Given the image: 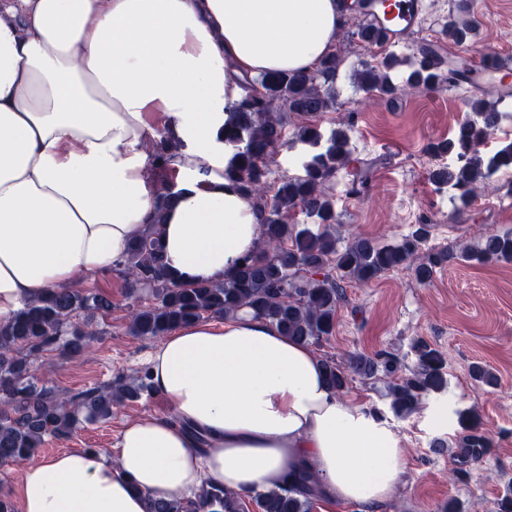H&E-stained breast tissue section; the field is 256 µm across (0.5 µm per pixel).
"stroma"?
<instances>
[{
    "instance_id": "1",
    "label": "stroma",
    "mask_w": 512,
    "mask_h": 512,
    "mask_svg": "<svg viewBox=\"0 0 512 512\" xmlns=\"http://www.w3.org/2000/svg\"><path fill=\"white\" fill-rule=\"evenodd\" d=\"M458 17L456 0H426L412 36L438 42L446 54L471 58L488 50L512 65V0H470L468 17L475 36L465 45L443 35L445 25ZM355 25V20L343 21V32L336 37L345 62L336 79V109L321 122L326 135L340 127L348 129L353 159L371 169L363 194H350L342 173L331 184L340 240L359 235L380 245L392 244L423 223L430 227L419 252L424 258L478 247L488 235L512 234V170L481 183L464 212L457 211L451 190L429 178L433 169L449 160L430 155L427 146L450 137L467 118L470 90L442 85L432 91L409 90L393 100L362 90L353 68L368 60L374 48L346 38ZM78 286L84 293L110 298L112 310L92 317L80 313V320H91L97 330L87 352L71 361L53 351L43 352L37 360L41 381L64 392L140 375L158 340L129 334L128 324L134 310L153 305L152 293H129L124 279L111 274L79 276ZM343 287L346 299L334 333L314 347L316 357L344 362L352 355L372 357L390 351L408 368L414 360L412 342L419 337L447 361V387L427 396L418 413L407 419L392 413L384 381L353 376L342 393L377 411L405 450L402 479L379 512H443L451 499L459 512H497L498 499L512 483V262L456 259L438 268L426 284L417 280L409 263L366 284L344 281ZM475 363L497 375L496 387L471 378L469 368ZM463 410L478 414L493 448L481 463L458 476L447 455L435 453L430 442L455 437L457 414ZM170 411L159 397L142 396L114 410L110 419L81 424L67 437L46 438L34 458L116 447L126 423Z\"/></svg>"
}]
</instances>
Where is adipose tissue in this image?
<instances>
[{"label":"adipose tissue","mask_w":512,"mask_h":512,"mask_svg":"<svg viewBox=\"0 0 512 512\" xmlns=\"http://www.w3.org/2000/svg\"><path fill=\"white\" fill-rule=\"evenodd\" d=\"M341 23L340 0H0V322L111 272L154 220L142 147L164 129L183 144L168 270L229 274L263 236L224 178L236 80L315 68ZM148 372L172 415L127 424L115 449L25 466L20 512H146L147 496L206 481L248 496L305 467L325 500L375 512L401 481L396 432L338 397L310 345L249 310L170 331Z\"/></svg>","instance_id":"obj_1"}]
</instances>
